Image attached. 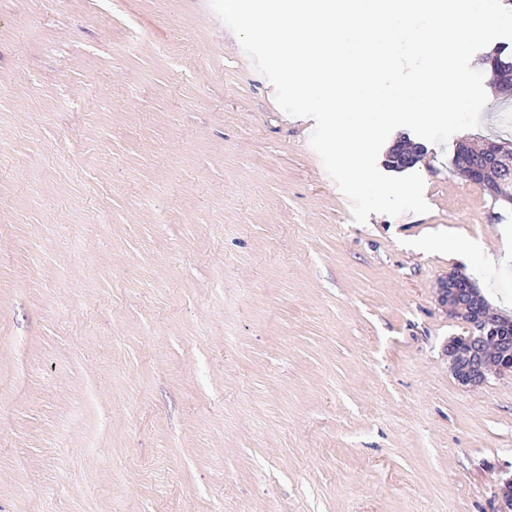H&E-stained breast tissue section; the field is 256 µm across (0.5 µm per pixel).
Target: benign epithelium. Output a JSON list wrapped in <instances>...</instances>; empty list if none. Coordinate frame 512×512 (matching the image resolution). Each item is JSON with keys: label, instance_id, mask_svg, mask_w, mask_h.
Returning <instances> with one entry per match:
<instances>
[{"label": "benign epithelium", "instance_id": "1", "mask_svg": "<svg viewBox=\"0 0 512 512\" xmlns=\"http://www.w3.org/2000/svg\"><path fill=\"white\" fill-rule=\"evenodd\" d=\"M490 82L497 91L505 96L512 94V72L504 69L498 62L497 56H490ZM387 161L394 165L410 166L416 162V154L403 142H396L387 155ZM460 174L466 179L483 185L488 191H493L488 167L481 163H462ZM466 277L458 275L448 280V285L440 289L439 301L442 306L452 313L461 305L462 295L470 292L465 287ZM494 322L489 314H484L471 323L467 337H456L448 341V360L455 380L467 387L479 386L485 383L490 372H512V347L491 355L489 349V332Z\"/></svg>", "mask_w": 512, "mask_h": 512}]
</instances>
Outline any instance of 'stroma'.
Listing matches in <instances>:
<instances>
[{
  "mask_svg": "<svg viewBox=\"0 0 512 512\" xmlns=\"http://www.w3.org/2000/svg\"><path fill=\"white\" fill-rule=\"evenodd\" d=\"M487 96L358 224L210 0H0V512H498L512 374L459 385L436 301L512 316Z\"/></svg>",
  "mask_w": 512,
  "mask_h": 512,
  "instance_id": "obj_1",
  "label": "stroma"
}]
</instances>
